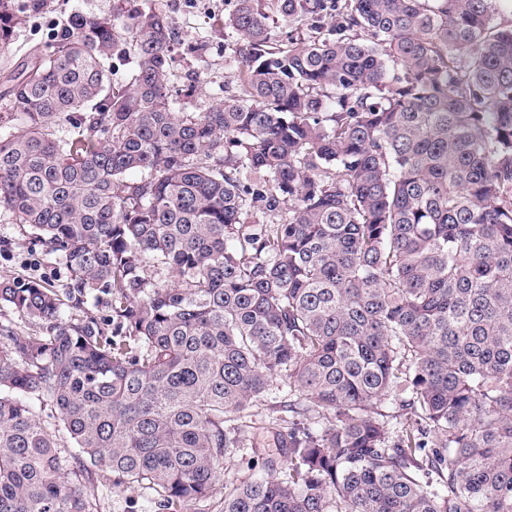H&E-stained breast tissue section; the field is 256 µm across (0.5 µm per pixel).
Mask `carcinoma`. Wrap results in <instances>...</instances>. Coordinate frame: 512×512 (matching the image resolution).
<instances>
[{"mask_svg":"<svg viewBox=\"0 0 512 512\" xmlns=\"http://www.w3.org/2000/svg\"><path fill=\"white\" fill-rule=\"evenodd\" d=\"M230 2L204 111L152 9L76 14L4 82L0 213L70 282L0 278L33 324L0 323V512H91L95 468L161 508L222 479L223 512H512V25L496 0ZM14 27L0 0L1 49ZM90 294L109 318L64 319ZM278 379L286 467L226 477V414Z\"/></svg>","mask_w":512,"mask_h":512,"instance_id":"obj_1","label":"carcinoma"}]
</instances>
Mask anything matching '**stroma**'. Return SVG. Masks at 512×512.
<instances>
[{"mask_svg":"<svg viewBox=\"0 0 512 512\" xmlns=\"http://www.w3.org/2000/svg\"><path fill=\"white\" fill-rule=\"evenodd\" d=\"M140 5L163 11L173 20L177 58L172 77L175 88L196 82L203 85L202 90L187 101V108L202 111L223 100L224 80L228 74L224 49L237 41L236 35L224 27V0H44L36 9L20 6L12 42L8 49L0 50V82L34 49L44 47L74 14L127 15ZM200 54L208 61L207 70L198 68L196 57ZM31 258L38 260L40 268L35 272L43 280L57 285L63 283L66 270L59 260L42 246L33 244L22 226L15 224L10 216L1 214L0 277H31L35 273L27 264ZM287 399L288 388L278 380L245 411L229 413L230 424L245 426L246 442L225 460L228 477L244 481L263 474V461L257 451L274 447L271 427L288 429L291 418L281 409ZM88 485L96 512H159L154 504L156 495L147 486L134 483L115 491L98 474Z\"/></svg>","mask_w":512,"mask_h":512,"instance_id":"35a3bbf8","label":"stroma"}]
</instances>
